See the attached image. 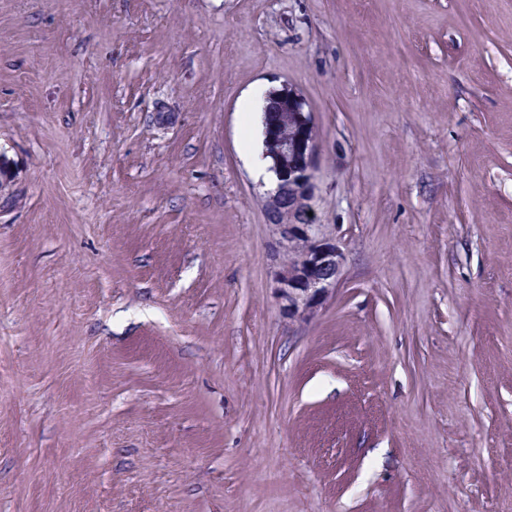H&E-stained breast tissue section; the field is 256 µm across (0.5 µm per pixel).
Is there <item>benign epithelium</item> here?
Returning <instances> with one entry per match:
<instances>
[{
	"instance_id": "obj_1",
	"label": "benign epithelium",
	"mask_w": 512,
	"mask_h": 512,
	"mask_svg": "<svg viewBox=\"0 0 512 512\" xmlns=\"http://www.w3.org/2000/svg\"><path fill=\"white\" fill-rule=\"evenodd\" d=\"M266 101L275 118L265 130L264 155L277 177L266 209L280 235L278 291L288 318L307 320L336 285L343 255L320 237L313 215L319 144L312 112L289 85L271 90Z\"/></svg>"
}]
</instances>
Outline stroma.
<instances>
[{
	"mask_svg": "<svg viewBox=\"0 0 512 512\" xmlns=\"http://www.w3.org/2000/svg\"><path fill=\"white\" fill-rule=\"evenodd\" d=\"M289 84L313 318L242 107ZM0 512H512V0H0ZM256 100L262 108L267 101L265 110L275 118L265 130L264 155L272 159L270 170L277 177L276 188L266 201L268 220L280 235L275 253L279 260L277 289L288 318L307 320L336 285L343 261L336 246L320 237L321 226L316 224V127L305 99L289 85L271 90L266 100L262 91L256 92L249 106ZM262 154L258 142L248 152L256 176L275 187V175Z\"/></svg>",
	"mask_w": 512,
	"mask_h": 512,
	"instance_id": "1",
	"label": "stroma"
}]
</instances>
